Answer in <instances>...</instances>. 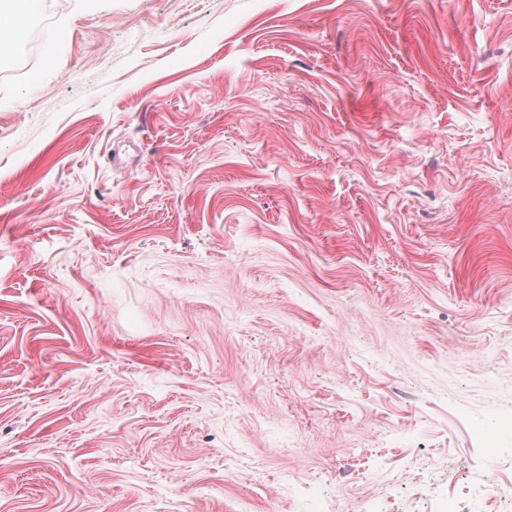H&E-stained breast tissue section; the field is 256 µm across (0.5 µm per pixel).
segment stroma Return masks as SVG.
<instances>
[{"label": "stroma", "instance_id": "obj_1", "mask_svg": "<svg viewBox=\"0 0 512 512\" xmlns=\"http://www.w3.org/2000/svg\"><path fill=\"white\" fill-rule=\"evenodd\" d=\"M32 16L0 512H481L512 475V0Z\"/></svg>", "mask_w": 512, "mask_h": 512}]
</instances>
